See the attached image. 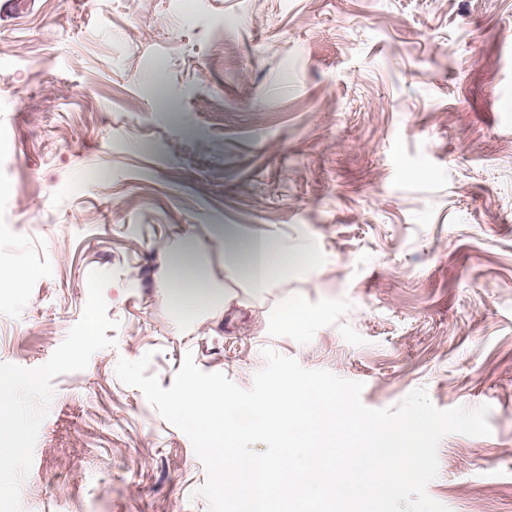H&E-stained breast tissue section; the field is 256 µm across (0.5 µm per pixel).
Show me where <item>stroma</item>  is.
Instances as JSON below:
<instances>
[{"label": "stroma", "instance_id": "35a3bbf8", "mask_svg": "<svg viewBox=\"0 0 512 512\" xmlns=\"http://www.w3.org/2000/svg\"><path fill=\"white\" fill-rule=\"evenodd\" d=\"M222 226L317 262L253 294ZM0 272V374L38 380L0 419V512H208L116 364L246 390L268 349L371 409L489 405L427 493L512 512V0H28L0 16ZM174 303L183 309H196L212 300L213 292L202 282L187 277L172 287Z\"/></svg>", "mask_w": 512, "mask_h": 512}]
</instances>
